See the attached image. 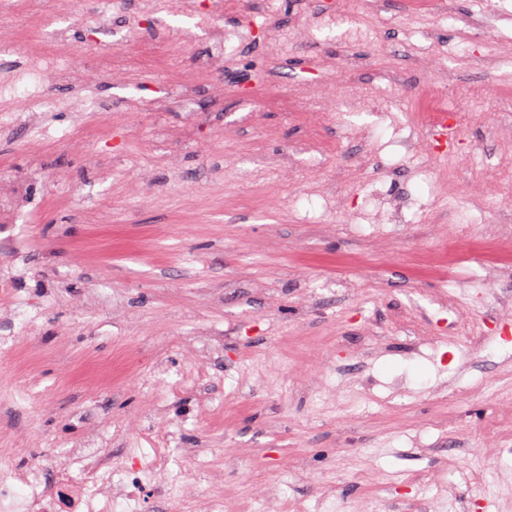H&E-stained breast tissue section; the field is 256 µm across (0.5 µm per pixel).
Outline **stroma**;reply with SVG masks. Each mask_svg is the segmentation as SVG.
Instances as JSON below:
<instances>
[{"label":"stroma","instance_id":"1","mask_svg":"<svg viewBox=\"0 0 512 512\" xmlns=\"http://www.w3.org/2000/svg\"><path fill=\"white\" fill-rule=\"evenodd\" d=\"M386 0H242L218 25L244 31L200 88L201 143L165 159L157 123L179 112L126 107L174 83L145 69L86 82L48 80L47 133L0 130V182L25 193L0 224V448L76 447L99 434L113 465L131 453L195 448L190 502L147 499L141 512H196L212 489L228 507L265 491L309 512L366 498L396 512H512V435L495 430L512 401V263L488 278L490 232L512 225V169L500 164L512 112V0H454L418 10ZM151 25L208 51L186 0H150ZM279 32L270 54L261 30ZM18 44L66 34L136 45L135 16L97 4L95 31L49 11L38 28L0 13ZM365 70L353 87L341 63ZM505 63L488 70L487 59ZM422 61L449 69L451 105L468 118L457 150L415 125L417 91L378 74ZM327 80L360 101L310 132L265 108L266 87ZM413 139L415 152L392 145ZM447 256L445 277L424 262ZM137 365L124 370L122 354Z\"/></svg>","mask_w":512,"mask_h":512}]
</instances>
